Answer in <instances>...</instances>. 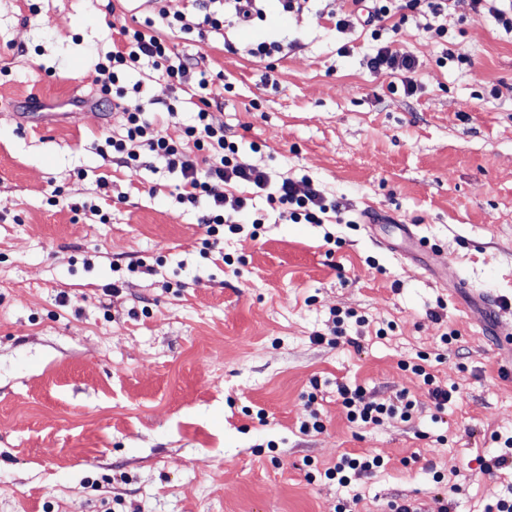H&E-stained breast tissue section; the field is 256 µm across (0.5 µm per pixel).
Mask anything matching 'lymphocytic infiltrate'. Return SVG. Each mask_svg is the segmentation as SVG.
I'll return each instance as SVG.
<instances>
[{
    "label": "lymphocytic infiltrate",
    "instance_id": "1",
    "mask_svg": "<svg viewBox=\"0 0 512 512\" xmlns=\"http://www.w3.org/2000/svg\"><path fill=\"white\" fill-rule=\"evenodd\" d=\"M152 13L132 26H122L121 42L113 46L96 71V85L113 106H120L129 91H140V84H128L130 71L148 67L150 75L166 79L173 91L189 90V104L193 118L183 125L180 137L169 136L164 126L178 115L176 104H164L162 111L135 110L127 113L124 131L106 137V152L117 157L130 171H137L144 157L163 160L167 169L177 173L176 198L179 203L200 208L199 224L205 228L206 247L219 244L221 228L236 231L231 214L250 209L249 199L227 193L230 183H243L264 192L272 210L289 215L295 222L322 223L325 214L341 213L339 202H329L320 191L307 188L297 192L294 182L287 177L272 180L266 171L241 163L242 141L229 135L222 122L215 119L212 109L216 102L207 94L213 76L200 68L196 59L180 54L175 39L204 41L208 35L223 34L230 26L245 27L264 19L265 0H191V13L169 14L162 0H151ZM348 10L332 12L338 31L356 26L371 28L379 44L367 59V66L376 73L401 71L405 94H413L416 85L411 78L417 69L415 58L406 52L381 42L384 24L392 16L407 20L414 12L427 13L436 18L433 36H447L448 29L439 22L451 6L450 0H351ZM337 392L347 410L350 422L377 426L384 418L410 421L415 403L407 392L383 400H366L362 388L339 385Z\"/></svg>",
    "mask_w": 512,
    "mask_h": 512
}]
</instances>
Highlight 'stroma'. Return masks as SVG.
I'll use <instances>...</instances> for the list:
<instances>
[{"label": "stroma", "mask_w": 512, "mask_h": 512, "mask_svg": "<svg viewBox=\"0 0 512 512\" xmlns=\"http://www.w3.org/2000/svg\"><path fill=\"white\" fill-rule=\"evenodd\" d=\"M331 8L177 40L223 72L209 93L244 163L346 205L304 224L258 196V237L208 250L163 162L132 173L99 151L124 110L170 96L156 77L121 107L96 103V63L147 0H0V512H484L512 484V468L479 466L512 436V347L454 290L508 300L512 327V33L466 0L447 39L422 13L384 31L419 64L408 96L403 73L367 68L369 30L317 20ZM257 40L286 49L254 58ZM420 352L457 389L444 410L404 367ZM341 384L408 391L413 418L356 427ZM313 409L324 429L302 433ZM345 453L384 464L342 487L326 472Z\"/></svg>", "instance_id": "1"}]
</instances>
